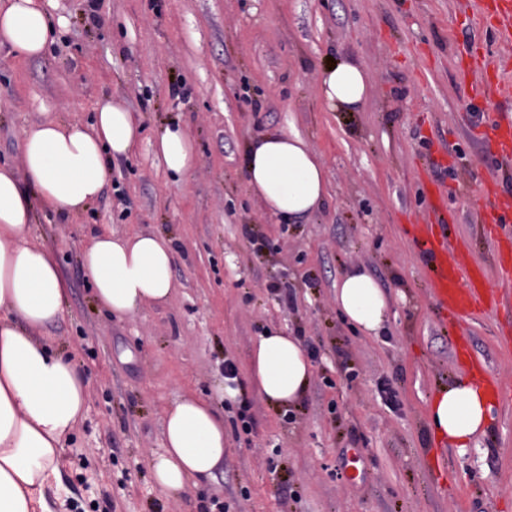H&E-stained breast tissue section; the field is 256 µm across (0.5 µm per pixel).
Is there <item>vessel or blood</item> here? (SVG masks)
<instances>
[{
	"mask_svg": "<svg viewBox=\"0 0 512 512\" xmlns=\"http://www.w3.org/2000/svg\"><path fill=\"white\" fill-rule=\"evenodd\" d=\"M482 18L489 25L512 27V0H484ZM507 60L485 53L470 54L466 71L477 73L479 81L475 96L493 112L505 89L498 81V73L507 68ZM484 131L494 153L504 162L512 161V123L491 120ZM429 200V212L437 216V223L417 225L412 237L413 245L432 274L433 303L441 316L468 319L486 309L512 310V263L499 261V280L502 290L488 284V274L479 265L468 261L461 245L448 239L444 222L439 219L445 208L443 187L430 179H423ZM476 191L483 206L476 216L478 223L497 225L512 220V198L502 197L496 182L478 181Z\"/></svg>",
	"mask_w": 512,
	"mask_h": 512,
	"instance_id": "1",
	"label": "vessel or blood"
}]
</instances>
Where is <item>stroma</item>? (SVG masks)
<instances>
[{
	"instance_id": "35a3bbf8",
	"label": "stroma",
	"mask_w": 512,
	"mask_h": 512,
	"mask_svg": "<svg viewBox=\"0 0 512 512\" xmlns=\"http://www.w3.org/2000/svg\"><path fill=\"white\" fill-rule=\"evenodd\" d=\"M52 14L67 25L42 55L0 46V164L21 169L28 130L89 122L102 99L144 126L87 210L36 209L29 234L57 253L67 283L63 317L39 334L89 382L61 465L74 512H512V316L443 326L411 242L427 214L417 173L444 155L455 167L449 237L488 269L494 251L512 252V223L495 240L474 217L477 181L512 195L458 76L463 47L512 57V38L485 27L478 0H54ZM339 52L368 70L363 111H329L321 96L317 75ZM175 122L197 155L180 181L154 147ZM274 127L298 132L328 167L323 207L297 224L276 223L249 192L245 144ZM104 227L171 241L170 303L123 318L96 306L81 245ZM354 265L390 298L380 337L336 310L335 283ZM272 326L314 353L310 384L286 412L249 382L253 342ZM458 336L468 361L454 354ZM228 360L252 403L248 433L222 397ZM473 362L506 393L461 455L431 436L427 403ZM182 395L223 413L226 457L206 487L170 495L151 459Z\"/></svg>"
}]
</instances>
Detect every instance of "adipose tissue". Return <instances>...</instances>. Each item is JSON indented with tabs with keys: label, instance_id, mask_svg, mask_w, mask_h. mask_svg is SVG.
I'll return each mask as SVG.
<instances>
[{
	"label": "adipose tissue",
	"instance_id": "obj_1",
	"mask_svg": "<svg viewBox=\"0 0 512 512\" xmlns=\"http://www.w3.org/2000/svg\"><path fill=\"white\" fill-rule=\"evenodd\" d=\"M50 2L0 0V46L29 58L41 55L56 33ZM319 82L331 111L357 112L367 102V72L349 55L330 60ZM141 130L138 115L102 101L90 125L52 121L28 131L23 175L0 166V512H70L61 460L89 411L83 372L34 334L63 315L67 292L55 256L28 240L34 211L85 210L107 180V156L127 154ZM155 147L171 175L193 170L194 147L180 126H168ZM246 166L251 192L278 223L315 213L328 194L321 156L296 132L272 128L251 138ZM82 262L97 304L118 317L168 303L175 289L171 244L152 233L99 231L86 241ZM335 299L337 311L360 333L380 335L389 320L387 294L365 269L346 271ZM251 370L258 394L280 409L301 400L313 364L298 337L272 327L253 343ZM493 408L479 383L455 380L430 398L429 427L464 453L487 433ZM163 435L151 469L165 493L204 487L224 461V417L206 398L174 401Z\"/></svg>",
	"mask_w": 512,
	"mask_h": 512
}]
</instances>
